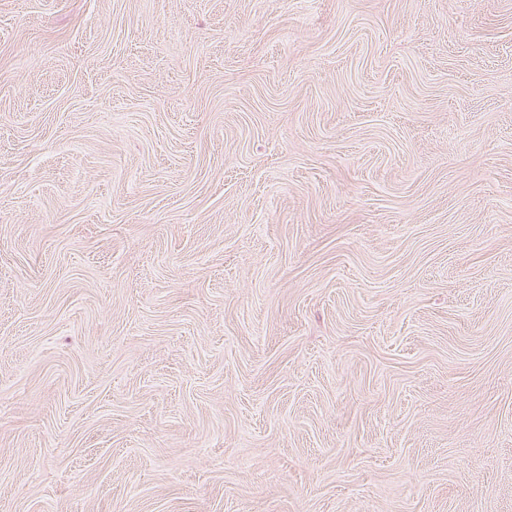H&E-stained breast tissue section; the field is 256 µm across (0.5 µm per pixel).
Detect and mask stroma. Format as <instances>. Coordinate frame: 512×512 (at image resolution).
I'll use <instances>...</instances> for the list:
<instances>
[{
    "mask_svg": "<svg viewBox=\"0 0 512 512\" xmlns=\"http://www.w3.org/2000/svg\"><path fill=\"white\" fill-rule=\"evenodd\" d=\"M0 512H512V0H0Z\"/></svg>",
    "mask_w": 512,
    "mask_h": 512,
    "instance_id": "35a3bbf8",
    "label": "stroma"
}]
</instances>
